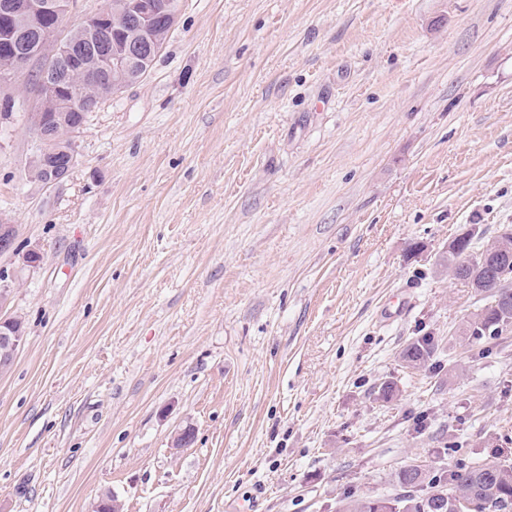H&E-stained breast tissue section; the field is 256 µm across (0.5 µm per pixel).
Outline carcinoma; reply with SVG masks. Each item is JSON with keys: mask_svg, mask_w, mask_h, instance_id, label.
<instances>
[{"mask_svg": "<svg viewBox=\"0 0 512 512\" xmlns=\"http://www.w3.org/2000/svg\"><path fill=\"white\" fill-rule=\"evenodd\" d=\"M158 19L154 24L155 39L140 41L136 62L130 67L129 82L138 80L142 59L163 46L170 30L167 12L179 10V0H152ZM51 40L58 31L51 26L25 32L17 27L13 40L15 50L22 52L32 45L31 35ZM44 117L50 120L54 137L62 144V151L53 157L61 162L67 151L75 150L69 129L84 121L83 112L55 114L52 105L45 106ZM478 236L470 229L456 236L448 245V269L452 275L484 295L485 304L468 321L465 333L472 344L479 347L478 355L493 352L497 340L512 331V225L503 226L492 243L465 261L462 255L473 249ZM439 343L434 336H423L410 342L401 352L402 361L409 367H425L438 355ZM453 463L447 467L419 468L402 466L395 476V492L391 495L361 496L342 504L338 512H458L456 502L467 503L464 512H512V462L478 463L470 458L469 449L459 442L447 448Z\"/></svg>", "mask_w": 512, "mask_h": 512, "instance_id": "obj_1", "label": "carcinoma"}]
</instances>
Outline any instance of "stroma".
I'll return each mask as SVG.
<instances>
[{
  "label": "stroma",
  "instance_id": "obj_1",
  "mask_svg": "<svg viewBox=\"0 0 512 512\" xmlns=\"http://www.w3.org/2000/svg\"><path fill=\"white\" fill-rule=\"evenodd\" d=\"M7 92L0 217L44 259L0 255V512H336L448 439L512 460V332L474 359L439 266L512 225V0H181L52 186ZM422 330L436 378L401 364ZM24 341V334L15 319L0 320V348L13 353V358Z\"/></svg>",
  "mask_w": 512,
  "mask_h": 512
}]
</instances>
